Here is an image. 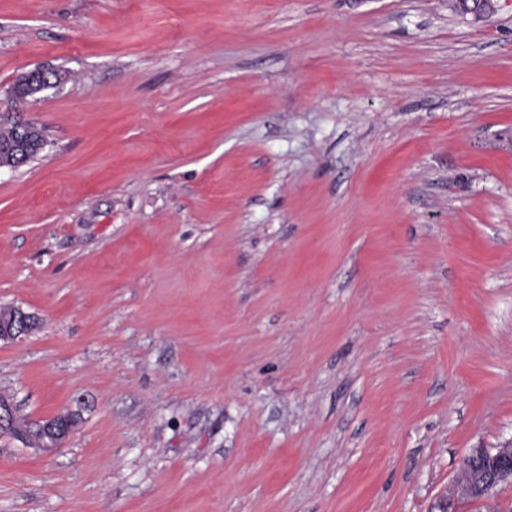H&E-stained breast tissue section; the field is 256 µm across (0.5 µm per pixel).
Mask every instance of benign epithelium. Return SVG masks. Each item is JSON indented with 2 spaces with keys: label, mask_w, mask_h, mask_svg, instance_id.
<instances>
[{
  "label": "benign epithelium",
  "mask_w": 512,
  "mask_h": 512,
  "mask_svg": "<svg viewBox=\"0 0 512 512\" xmlns=\"http://www.w3.org/2000/svg\"><path fill=\"white\" fill-rule=\"evenodd\" d=\"M464 12L476 19H482L498 9L499 0H465ZM47 69H34L22 74L12 90L14 99H26L31 89L41 92L52 87L48 81ZM42 439L28 440L26 444L39 451L58 448L70 434L68 416L57 415L39 422ZM512 485V440L489 450L475 448L462 461L461 478L457 486L459 497L477 502L485 507V512H499L495 501L497 489Z\"/></svg>",
  "instance_id": "7a95c632"
}]
</instances>
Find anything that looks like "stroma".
Segmentation results:
<instances>
[{
  "mask_svg": "<svg viewBox=\"0 0 512 512\" xmlns=\"http://www.w3.org/2000/svg\"><path fill=\"white\" fill-rule=\"evenodd\" d=\"M65 83L25 102L36 68ZM0 512H482L512 439V0H0ZM52 71L38 68L22 74L16 80L12 90L14 99L19 101L25 100L32 88H36L38 92L52 88V84L47 78V74ZM42 130L34 124H16L0 130V167H20L44 148ZM25 316L23 326H14L20 325L22 318L21 312L19 309H9V310H0V322L4 323L9 327H14V329H4L3 326L0 325V341L6 342H14L22 339L24 335L27 333L26 325H30L28 315L23 313ZM19 413L12 402L0 399V425L4 426L6 423H12L19 417ZM36 422L27 420L26 417H19L14 425L10 427H1L0 432L10 435L14 439L20 437H37L38 431L35 427ZM20 441V440H19ZM42 439L40 442L26 440V444L39 451H51L58 448L70 434L71 426L67 415H57L53 418L39 421ZM461 470L458 496L483 505L485 512H499L495 493L503 485H512V440L493 450L473 449Z\"/></svg>",
  "mask_w": 512,
  "mask_h": 512,
  "instance_id": "1",
  "label": "stroma"
}]
</instances>
